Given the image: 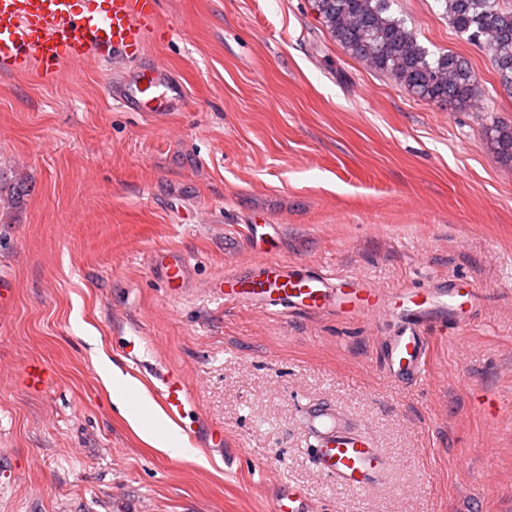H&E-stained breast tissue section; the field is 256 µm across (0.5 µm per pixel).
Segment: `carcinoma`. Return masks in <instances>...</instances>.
I'll list each match as a JSON object with an SVG mask.
<instances>
[{"label": "carcinoma", "mask_w": 512, "mask_h": 512, "mask_svg": "<svg viewBox=\"0 0 512 512\" xmlns=\"http://www.w3.org/2000/svg\"><path fill=\"white\" fill-rule=\"evenodd\" d=\"M449 24L490 57L501 88L512 95V11L500 0H443ZM330 36L352 57L392 78L428 102L475 110L481 93L476 74L461 55L434 53L406 19L391 12L393 0H312ZM491 148L512 162V124L490 128Z\"/></svg>", "instance_id": "carcinoma-1"}]
</instances>
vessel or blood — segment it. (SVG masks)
<instances>
[{"instance_id": "b4317fda", "label": "vessel or blood", "mask_w": 512, "mask_h": 512, "mask_svg": "<svg viewBox=\"0 0 512 512\" xmlns=\"http://www.w3.org/2000/svg\"><path fill=\"white\" fill-rule=\"evenodd\" d=\"M156 20L154 0H0V70L33 72L52 81L64 65L91 57L132 65ZM114 94L137 103L148 96L157 111L170 112L181 106L185 91L166 69L144 71L132 66ZM153 262L162 268L171 295L187 288L191 264L186 257L159 251ZM214 292L225 302L270 315L317 313L329 305L351 318L389 314L397 320L398 330L385 339L380 366L402 386L421 381L436 335L470 323L482 301L478 289L456 281L391 292L347 288L326 275L266 258L256 260L245 272L218 277ZM189 390L188 377L174 370L162 376L158 389L164 411L187 437L195 432L187 410ZM306 422L316 440L317 467L337 482L362 491L388 469L387 458L365 435L351 432L336 409L314 406Z\"/></svg>"}]
</instances>
